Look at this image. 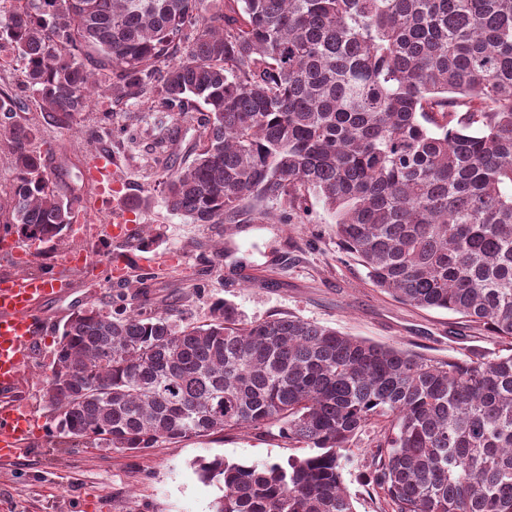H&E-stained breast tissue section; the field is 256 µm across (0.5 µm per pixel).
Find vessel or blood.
<instances>
[{
  "mask_svg": "<svg viewBox=\"0 0 512 512\" xmlns=\"http://www.w3.org/2000/svg\"><path fill=\"white\" fill-rule=\"evenodd\" d=\"M89 178L101 191H109L116 180V163L111 154L99 152L92 160ZM127 198L113 197V239L130 238L135 227L128 216ZM67 285L59 274L0 276V391H13L27 371L35 344L43 332L42 304L63 296ZM28 439L25 411L13 401L0 403V461L16 459Z\"/></svg>",
  "mask_w": 512,
  "mask_h": 512,
  "instance_id": "b4317fda",
  "label": "vessel or blood"
}]
</instances>
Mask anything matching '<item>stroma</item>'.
Masks as SVG:
<instances>
[{
	"mask_svg": "<svg viewBox=\"0 0 512 512\" xmlns=\"http://www.w3.org/2000/svg\"><path fill=\"white\" fill-rule=\"evenodd\" d=\"M18 61L0 68V90L20 97L16 118L40 130L37 142L59 194L79 196L74 222L56 248L30 241L0 244V273L36 271L39 265L64 268L75 250L91 255L96 273L70 275V293L46 301L44 333L31 371L13 393L39 431L17 460L0 462V512H212L222 493L201 478L198 465L222 458L265 463L306 456L305 448L281 437L277 427L218 432L177 443L161 442L134 452L87 443L63 445L57 421L43 393L59 340L58 330L76 311L111 309L117 294L139 291L148 308L170 311L179 325L208 321L215 302L234 304L245 321L294 315L350 336L441 360L490 359L512 352V341L492 336L461 314L402 303L374 288L365 269L336 236L333 214L309 198L299 224H191L170 212L160 175L164 154L155 150L159 134L147 101H130L113 112L109 98L95 96L76 131L49 124L32 98L22 94ZM126 125L123 138H95L102 113ZM115 159L120 183L135 203L136 223L160 232L145 252L109 236L83 235L84 225L108 221L98 206L99 189L85 169L99 151ZM383 428L368 425L352 441L343 477L357 512H381V490L366 483Z\"/></svg>",
	"mask_w": 512,
	"mask_h": 512,
	"instance_id": "obj_1",
	"label": "stroma"
}]
</instances>
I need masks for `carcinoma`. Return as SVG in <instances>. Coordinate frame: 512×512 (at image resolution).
<instances>
[{
  "label": "carcinoma",
  "instance_id": "cac0c4a2",
  "mask_svg": "<svg viewBox=\"0 0 512 512\" xmlns=\"http://www.w3.org/2000/svg\"><path fill=\"white\" fill-rule=\"evenodd\" d=\"M9 2L0 49L53 126L77 125L99 74L115 106L170 121L160 148L206 106L194 159L161 176L168 210L290 224L315 194L375 287L512 340V0ZM17 104L0 92L17 171L0 230L53 244L80 198L57 193ZM45 397L59 433L105 448L277 426L312 450L200 463L213 512H355L341 460L374 420L369 481L392 512H512V353L435 360L223 301L183 328L92 308L64 323Z\"/></svg>",
  "mask_w": 512,
  "mask_h": 512
}]
</instances>
